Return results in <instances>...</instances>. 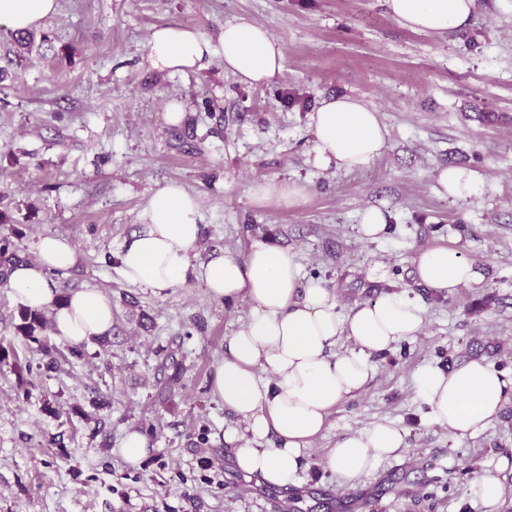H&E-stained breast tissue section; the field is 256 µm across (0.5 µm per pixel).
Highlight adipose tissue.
<instances>
[{"instance_id":"adipose-tissue-1","label":"adipose tissue","mask_w":512,"mask_h":512,"mask_svg":"<svg viewBox=\"0 0 512 512\" xmlns=\"http://www.w3.org/2000/svg\"><path fill=\"white\" fill-rule=\"evenodd\" d=\"M392 17L413 31L446 33L463 28L477 0H386ZM59 0H0V28L16 33L38 28L54 15ZM222 54L225 71L249 84L271 82L284 69V52L267 29L252 22L224 27L220 45L196 30L156 28L147 46L152 67L182 72L199 68ZM318 167L354 172L382 154L388 130L376 110L357 97L324 99L311 117ZM195 197L181 184L157 187L139 224L120 246L116 261L127 283L154 293L196 278L217 300H247L249 315L228 340L214 368L211 390L234 420L224 428L236 467L247 477L285 488L296 484L306 467L304 450L327 427L346 397L360 392L375 368L369 357L417 338L425 323L420 304L400 291H388L348 312L338 309L334 293L316 280L305 281L292 257L264 241L252 243L244 258L227 253L194 261L201 238ZM37 259L16 263L5 287L13 301L31 311L50 312L57 336L79 347L109 336L112 299L85 288L58 296L49 274L75 266L79 255L55 235L41 237ZM417 282L443 296L476 283L471 261L448 247L425 248L412 259ZM356 349L334 353L339 337ZM432 422L461 441L484 431L512 400V376L481 359L445 370L431 365L415 377ZM406 446V431L391 422L339 438L327 465L355 479Z\"/></svg>"}]
</instances>
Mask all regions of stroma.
<instances>
[{
	"label": "stroma",
	"instance_id": "35a3bbf8",
	"mask_svg": "<svg viewBox=\"0 0 512 512\" xmlns=\"http://www.w3.org/2000/svg\"><path fill=\"white\" fill-rule=\"evenodd\" d=\"M248 21L282 45L284 70L249 86L222 56L169 73L147 58L158 26L198 30L220 44ZM18 51L0 28V216L21 260L44 235L80 261L53 274L59 294L98 288L112 298V334L74 350L53 328L29 339L0 288V512H266L292 500L314 512H481L469 482L498 476L512 512V417L458 441L432 423L414 379L430 365L481 358L512 374V0H478L471 24L433 34L400 26L385 0H60ZM351 94L388 129L382 155L346 173L313 164L310 116ZM183 102L178 123L166 119ZM476 172V194L440 193L436 168ZM295 182L289 205L255 200L258 180ZM176 182L202 218L198 260L241 257L263 226L322 280L340 309L401 290L425 310L413 340L372 355L373 377L336 405L305 452L299 486L246 478L224 445L232 415L212 396L214 366L249 313L212 299L194 279L159 294L125 282L113 254L150 194ZM384 211L386 234L360 239V213ZM254 230L243 233V225ZM452 247L480 283L449 298L417 283L412 259ZM405 428L407 446L346 480L326 465L337 439L377 423ZM152 446L139 462L117 453L127 431Z\"/></svg>",
	"mask_w": 512,
	"mask_h": 512
}]
</instances>
